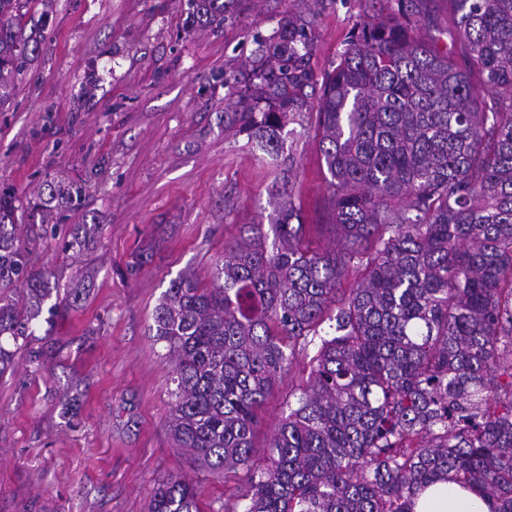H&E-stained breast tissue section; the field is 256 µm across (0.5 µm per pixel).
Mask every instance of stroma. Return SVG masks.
<instances>
[{"label": "stroma", "instance_id": "1", "mask_svg": "<svg viewBox=\"0 0 512 512\" xmlns=\"http://www.w3.org/2000/svg\"><path fill=\"white\" fill-rule=\"evenodd\" d=\"M398 0H234L221 30L194 29L183 0H52L40 54L0 109V190L26 205L55 179L81 186L63 226L99 223L81 254L58 238L31 249L61 283L85 288L78 306L40 317L25 359L0 376V512H147L159 480L189 479L203 512H217L244 472L200 469L167 430L172 365L154 340L153 312L183 274L210 282L225 241L245 224L269 225V189L291 181L305 241L332 247L328 173L316 133L323 79L365 23ZM410 28L462 54L449 0H410ZM306 34L297 71L305 103L279 131L278 165L233 122L273 61L279 26ZM137 276L126 267L134 254ZM300 350L258 412L255 464L309 375ZM76 403L70 416L62 405Z\"/></svg>", "mask_w": 512, "mask_h": 512}]
</instances>
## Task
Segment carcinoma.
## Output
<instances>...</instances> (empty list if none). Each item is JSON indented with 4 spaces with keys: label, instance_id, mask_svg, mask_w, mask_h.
I'll list each match as a JSON object with an SVG mask.
<instances>
[{
    "label": "carcinoma",
    "instance_id": "carcinoma-1",
    "mask_svg": "<svg viewBox=\"0 0 512 512\" xmlns=\"http://www.w3.org/2000/svg\"><path fill=\"white\" fill-rule=\"evenodd\" d=\"M453 2L463 57L399 18L373 21L322 84L317 136L343 249L304 247L285 181L271 247L261 225H242L210 283L181 276L155 307L175 447L211 472L251 473L224 512H415L448 480L512 512V0ZM47 3L0 0V106L39 53ZM186 5L190 21L224 26V0ZM305 40L281 26L257 86L272 91L267 110L234 113L269 152L304 104L305 76L290 65ZM79 196L46 180L20 224L0 191V374L27 352L45 300L56 296L52 313L82 295L27 247ZM98 233L75 224L63 247L81 253ZM325 324L333 334L258 471L257 412ZM147 512L200 509L192 484L170 475Z\"/></svg>",
    "mask_w": 512,
    "mask_h": 512
}]
</instances>
